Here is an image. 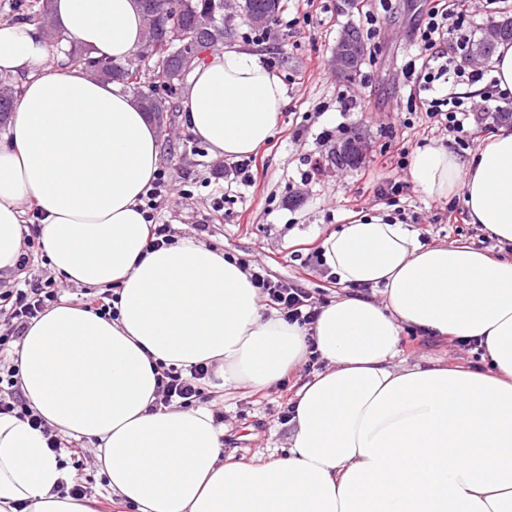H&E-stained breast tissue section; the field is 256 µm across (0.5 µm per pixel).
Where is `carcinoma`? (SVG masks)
Masks as SVG:
<instances>
[{
  "mask_svg": "<svg viewBox=\"0 0 512 512\" xmlns=\"http://www.w3.org/2000/svg\"><path fill=\"white\" fill-rule=\"evenodd\" d=\"M143 14L146 27V36L153 40V44L146 47V51L138 55V61L102 62L88 56L72 38L60 36L54 29L51 20V5L44 0H36V9L29 15L30 19H38L50 37L57 41L65 40L70 44V59L75 65L89 67L102 77L118 81L131 89L136 101L148 113L160 131L167 129L168 113L177 111V106L168 98L157 92L154 86L144 89L142 82L143 69L149 68L155 77L165 86L177 82V76L182 68V59L173 47L167 46L165 36L173 26H180L185 31L195 28V20L198 16L215 14L216 24L213 30L219 32L224 29L221 10L217 7V0H187L180 13L170 11L169 0H137ZM10 89L7 96L0 95V123L8 121L12 112L16 90L11 88L7 79L0 78V88Z\"/></svg>",
  "mask_w": 512,
  "mask_h": 512,
  "instance_id": "carcinoma-1",
  "label": "carcinoma"
}]
</instances>
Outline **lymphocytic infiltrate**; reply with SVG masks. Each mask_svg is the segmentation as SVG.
Here are the masks:
<instances>
[{
    "label": "lymphocytic infiltrate",
    "instance_id": "obj_1",
    "mask_svg": "<svg viewBox=\"0 0 512 512\" xmlns=\"http://www.w3.org/2000/svg\"><path fill=\"white\" fill-rule=\"evenodd\" d=\"M467 0H431L424 18L415 28L419 52L416 62L405 70L407 81L414 86L419 98L417 107L429 120L448 130L469 137L470 111L455 91L463 83L481 81L482 69L465 68L457 64L454 49L470 39L466 26ZM175 183L165 172H157L146 192L143 211L150 221L154 245H171L176 241L172 225L156 223V213L164 199L172 195ZM37 259L33 251L22 252L15 268L22 276V285L0 289V319L6 328L0 332V412L13 413L42 430L49 448L57 450L62 441L42 419L31 412L18 389V369L8 366V356L15 343L21 342L29 323L60 299L52 282L36 280L32 268ZM251 280L260 295L278 311L283 319L312 329L324 300L315 299L309 288L295 280L279 278L263 265L254 266ZM208 367L192 366L181 371L174 367L163 369L158 382L157 407L189 408L203 399L202 383L208 377Z\"/></svg>",
    "mask_w": 512,
    "mask_h": 512
}]
</instances>
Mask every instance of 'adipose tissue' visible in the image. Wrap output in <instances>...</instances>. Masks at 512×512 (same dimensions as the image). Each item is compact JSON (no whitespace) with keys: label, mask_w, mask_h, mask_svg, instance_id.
<instances>
[{"label":"adipose tissue","mask_w":512,"mask_h":512,"mask_svg":"<svg viewBox=\"0 0 512 512\" xmlns=\"http://www.w3.org/2000/svg\"><path fill=\"white\" fill-rule=\"evenodd\" d=\"M52 19L96 58L130 60L143 42L136 0H54ZM0 71L21 89L0 135V271L33 212L55 274L118 293L113 319L66 298L34 319L19 389L61 436L96 442L110 496L139 512H512V258L425 248L390 214L364 215L322 240L343 291L304 330L264 315L223 252L192 237L151 246L158 131L125 87L24 20L0 21ZM286 101L264 54L228 43L194 70L182 110L216 156L238 158L272 138ZM409 175L429 197L461 195L469 223L512 246V129L466 157L419 148ZM408 329L476 340L485 369L394 365ZM312 345L327 367L296 393L285 455H222L209 409L153 408L159 365L262 391ZM74 479L40 431L0 414V512H98L68 494Z\"/></svg>","instance_id":"1"}]
</instances>
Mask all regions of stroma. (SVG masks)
Instances as JSON below:
<instances>
[{
    "label": "stroma",
    "instance_id": "stroma-1",
    "mask_svg": "<svg viewBox=\"0 0 512 512\" xmlns=\"http://www.w3.org/2000/svg\"><path fill=\"white\" fill-rule=\"evenodd\" d=\"M373 3L359 0L358 10L347 15L340 10V0H284L282 12L261 41L246 20L237 22L234 40L264 53L285 84L281 125L254 155L253 186L228 199L219 218L211 204L222 184L217 173L225 161L213 157L184 115H177L159 136V168L178 188L162 203L159 221L174 225L178 237H195L234 257L267 265L278 277L326 289L331 299L336 292L328 287L330 270L309 258L306 248L320 244L359 212L391 209L426 246L468 241L498 254L499 246L488 232L473 224H450L448 200L423 194L413 185L408 168L398 165L401 155L424 145L449 144L467 156L481 144L477 138L458 141L454 133L427 127L419 119L403 123L413 107L403 70L417 54L413 26L429 0H385L379 34L370 42L372 55L354 82L338 80L330 66L344 26L363 25ZM357 133L369 144L366 158L354 167L336 164L337 144ZM390 180L404 185L395 204L379 194L380 186ZM399 358L407 365L482 366L477 351L449 338L409 330L402 336ZM312 376L307 366H299L285 386L268 388L259 402L244 384L207 389L208 409L224 413V452L246 462L282 454L291 427L281 414Z\"/></svg>",
    "mask_w": 512,
    "mask_h": 512
}]
</instances>
